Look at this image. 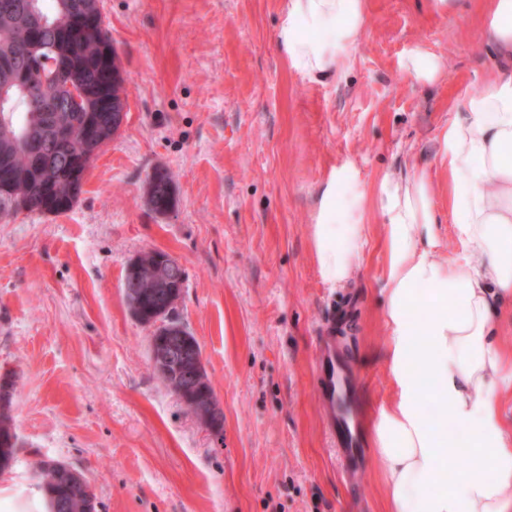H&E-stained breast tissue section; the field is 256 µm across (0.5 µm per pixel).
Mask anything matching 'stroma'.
Here are the masks:
<instances>
[{"instance_id": "stroma-1", "label": "stroma", "mask_w": 512, "mask_h": 512, "mask_svg": "<svg viewBox=\"0 0 512 512\" xmlns=\"http://www.w3.org/2000/svg\"><path fill=\"white\" fill-rule=\"evenodd\" d=\"M126 112L60 215L0 219V385L17 448L0 512H41L35 466L58 459L98 512H383L374 457L347 476L327 444L315 336L332 327L366 417L390 391L382 218L356 278L333 288L312 254L329 172L426 169L439 257L461 251L442 134L491 60L482 0H365L364 33L335 79L297 73L276 44L281 0H101ZM441 56L432 82L404 67ZM176 205L146 203L154 171ZM184 268L176 314L197 339L222 426L205 427L156 372L122 288L142 252ZM405 67L415 80L421 82H431L444 72V62L440 56L426 53L419 48L412 50Z\"/></svg>"}]
</instances>
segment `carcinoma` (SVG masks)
I'll return each mask as SVG.
<instances>
[{
  "label": "carcinoma",
  "mask_w": 512,
  "mask_h": 512,
  "mask_svg": "<svg viewBox=\"0 0 512 512\" xmlns=\"http://www.w3.org/2000/svg\"><path fill=\"white\" fill-rule=\"evenodd\" d=\"M38 17L45 18V26L36 24ZM58 55L69 61L76 80L88 90L79 110L67 107L64 85L43 80L47 61ZM122 83L97 0H0V87H18L8 100H0V173L12 183L11 192L0 191L1 219L23 209L62 214L78 202L88 167L119 129V113L106 101L120 99ZM45 157L53 158L62 172L52 184L36 167ZM146 201L158 214L174 207L168 172L156 171L148 178ZM140 292L144 320L171 304L172 289L159 287L148 265L142 268ZM16 445L15 433L1 428L0 469L9 465ZM70 468L54 459L38 463L49 512H97L90 482H72Z\"/></svg>",
  "instance_id": "carcinoma-1"
}]
</instances>
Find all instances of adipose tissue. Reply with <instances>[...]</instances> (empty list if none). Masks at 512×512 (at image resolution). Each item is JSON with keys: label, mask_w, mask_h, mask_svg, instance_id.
Listing matches in <instances>:
<instances>
[{"label": "adipose tissue", "mask_w": 512, "mask_h": 512, "mask_svg": "<svg viewBox=\"0 0 512 512\" xmlns=\"http://www.w3.org/2000/svg\"><path fill=\"white\" fill-rule=\"evenodd\" d=\"M282 2L283 57L307 78L336 75L363 34L365 0ZM485 3L484 43L503 63L458 107L442 140L461 252L438 258L431 182L416 167L371 182L350 163L332 171L312 227L320 275L337 288L367 244L369 206L382 218L392 394L370 439L385 512H512V426L501 411L512 398V357L497 333L502 306L512 304V0ZM463 436L471 464L442 483Z\"/></svg>", "instance_id": "1"}]
</instances>
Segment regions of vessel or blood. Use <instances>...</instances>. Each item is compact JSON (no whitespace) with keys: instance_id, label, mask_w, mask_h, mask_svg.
Instances as JSON below:
<instances>
[{"instance_id":"b4317fda","label":"vessel or blood","mask_w":512,"mask_h":512,"mask_svg":"<svg viewBox=\"0 0 512 512\" xmlns=\"http://www.w3.org/2000/svg\"><path fill=\"white\" fill-rule=\"evenodd\" d=\"M315 349L320 399L330 408L326 421L327 438L337 457L347 467L361 468L365 458L361 449L359 422L336 413L334 409L336 401L342 398L359 403L358 385L352 379L350 366L335 337L321 333L315 339Z\"/></svg>"}]
</instances>
